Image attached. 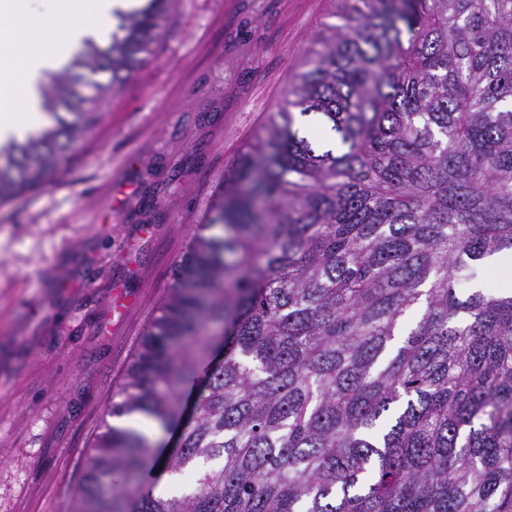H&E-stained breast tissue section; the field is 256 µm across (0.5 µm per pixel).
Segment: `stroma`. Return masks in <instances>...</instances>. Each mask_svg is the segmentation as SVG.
Masks as SVG:
<instances>
[{"mask_svg": "<svg viewBox=\"0 0 512 512\" xmlns=\"http://www.w3.org/2000/svg\"><path fill=\"white\" fill-rule=\"evenodd\" d=\"M338 22L330 0H174L70 164L0 202V512H71L225 174Z\"/></svg>", "mask_w": 512, "mask_h": 512, "instance_id": "35a3bbf8", "label": "stroma"}]
</instances>
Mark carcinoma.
<instances>
[{"instance_id":"cac0c4a2","label":"carcinoma","mask_w":512,"mask_h":512,"mask_svg":"<svg viewBox=\"0 0 512 512\" xmlns=\"http://www.w3.org/2000/svg\"><path fill=\"white\" fill-rule=\"evenodd\" d=\"M169 2L52 77L0 201L69 164ZM331 2L344 24L224 176L112 405L179 430L166 470L217 465L156 495L157 442L108 427L73 512H512V294L455 288L512 248V0Z\"/></svg>"}]
</instances>
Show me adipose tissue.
<instances>
[{"label":"adipose tissue","mask_w":512,"mask_h":512,"mask_svg":"<svg viewBox=\"0 0 512 512\" xmlns=\"http://www.w3.org/2000/svg\"><path fill=\"white\" fill-rule=\"evenodd\" d=\"M36 0H0V143L23 139L44 123L41 88L62 70L87 37L102 38L104 25L135 0H74L63 14L37 13ZM23 94L24 110L11 109Z\"/></svg>","instance_id":"ef3b65f1"}]
</instances>
